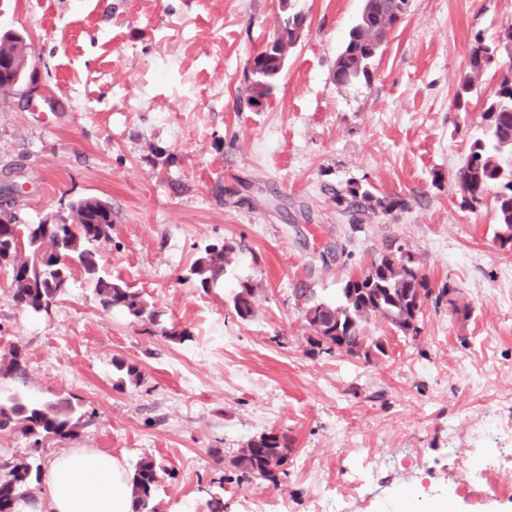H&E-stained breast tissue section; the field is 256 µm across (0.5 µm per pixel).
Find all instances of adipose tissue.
<instances>
[{
    "instance_id": "1",
    "label": "adipose tissue",
    "mask_w": 512,
    "mask_h": 512,
    "mask_svg": "<svg viewBox=\"0 0 512 512\" xmlns=\"http://www.w3.org/2000/svg\"><path fill=\"white\" fill-rule=\"evenodd\" d=\"M43 483L49 512H131L132 489L112 454L75 448L57 456Z\"/></svg>"
}]
</instances>
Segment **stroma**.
<instances>
[{"label":"stroma","instance_id":"obj_1","mask_svg":"<svg viewBox=\"0 0 512 512\" xmlns=\"http://www.w3.org/2000/svg\"><path fill=\"white\" fill-rule=\"evenodd\" d=\"M363 6L298 0L301 37L251 110L237 98L249 59L288 16L282 0H0V29L24 36L38 86L0 94V180L20 187L19 223L60 219L80 197L108 201L102 268L191 333L179 343L103 310L78 270L42 315L0 279V353L28 355L25 380L0 377V398L61 395L85 419L75 439L35 452L1 431L0 458L46 466L91 448L129 471L151 459L158 512H208L213 495L224 512L278 496L312 512L315 495L347 482L353 448L370 449L379 494L422 478L416 453L444 490L461 479L454 448L502 449L512 475V251L495 240L493 194L462 206L455 181L488 137L483 104L507 57L483 71L467 109L454 106L475 39H502L512 0H411L370 80L340 86L336 55ZM350 180L406 205L353 222L334 200ZM223 242L234 248L224 279L203 292L187 271ZM391 245L434 290L455 288L469 318L429 300L418 338L371 320L384 354L309 352L300 289L335 302ZM246 278L255 312L243 320L232 299ZM118 360L138 379L121 380ZM269 431L292 441L285 475L237 472L230 457Z\"/></svg>","mask_w":512,"mask_h":512}]
</instances>
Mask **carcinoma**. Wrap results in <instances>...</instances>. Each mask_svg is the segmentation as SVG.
Listing matches in <instances>:
<instances>
[{"mask_svg": "<svg viewBox=\"0 0 512 512\" xmlns=\"http://www.w3.org/2000/svg\"><path fill=\"white\" fill-rule=\"evenodd\" d=\"M410 0H365L360 18L353 26L336 55V84L345 86L367 81L371 69L390 32L408 14ZM304 14L288 0V19L282 33L292 47L300 38ZM498 47L476 41L469 58L470 72L462 79L454 105L462 110L469 105L476 78L494 61ZM25 41L17 33H0V59L14 62L6 74L18 77L25 62ZM286 55L272 46L249 59L246 105L253 109L265 104L275 82L285 67ZM482 118L486 122L490 142L476 140L456 174L461 204L474 207L482 203L486 192L497 187L495 211L500 247L512 250V171L506 173L499 154L512 150V74L504 75L493 98L486 103ZM336 205L346 213H382L405 206L398 197L377 196L361 184L350 181L334 192ZM0 221V271L7 274L14 302L33 313H49L68 288L73 268L78 267L95 287L99 303L106 311L121 312L135 320L147 322L160 335L179 342L190 338L185 329L166 324L162 314L154 310L141 293L121 279H112L98 262L97 247L112 239V209L97 197L74 201L69 219L57 224H19L15 215L5 211ZM234 247L212 245L189 269L187 279L207 292L223 276ZM432 294L429 280L420 262L402 248L388 249L375 258L360 276L345 281L340 299L335 303L306 298L305 317L311 351L326 354L345 352L370 359L385 353L381 338L367 330L370 319L384 318L404 336L420 334L419 318L424 301ZM254 288L249 281L239 284L233 307L242 319L254 314ZM27 354L17 345L0 356V377L21 378L26 373ZM83 425V414L66 398L33 401L13 397L0 402V431L14 430L31 439L34 445L53 437L74 438ZM292 453V441L285 433H263L247 442L233 456L234 468L276 481L285 471ZM0 512H14L16 502L27 496L32 479L39 478L40 466L24 460L0 462ZM133 495V512H157L155 490L159 475L154 461L143 458L129 475Z\"/></svg>", "mask_w": 512, "mask_h": 512, "instance_id": "carcinoma-1", "label": "carcinoma"}]
</instances>
